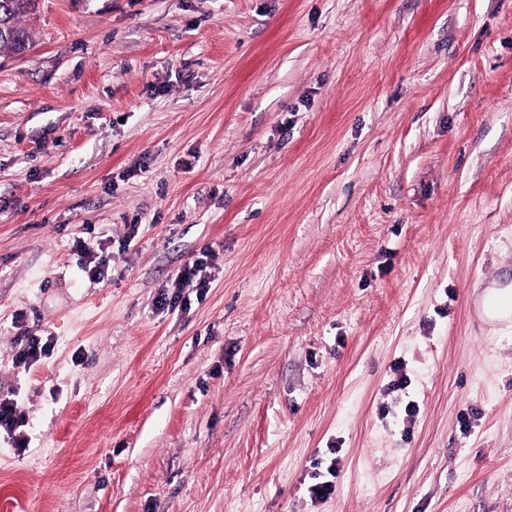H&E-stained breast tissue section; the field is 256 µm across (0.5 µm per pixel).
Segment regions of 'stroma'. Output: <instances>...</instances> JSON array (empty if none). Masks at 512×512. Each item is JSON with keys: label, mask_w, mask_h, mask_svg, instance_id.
I'll return each mask as SVG.
<instances>
[{"label": "stroma", "mask_w": 512, "mask_h": 512, "mask_svg": "<svg viewBox=\"0 0 512 512\" xmlns=\"http://www.w3.org/2000/svg\"><path fill=\"white\" fill-rule=\"evenodd\" d=\"M23 23L0 399L29 444L0 434V512H512V327L475 309L512 276V0H40ZM201 255L204 296L165 304ZM39 334L51 357L15 367Z\"/></svg>", "instance_id": "35a3bbf8"}]
</instances>
